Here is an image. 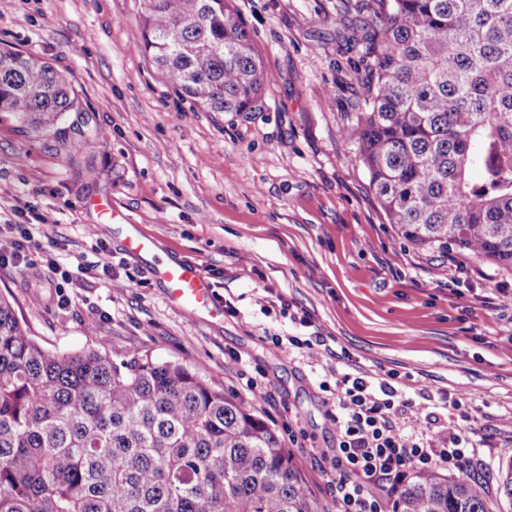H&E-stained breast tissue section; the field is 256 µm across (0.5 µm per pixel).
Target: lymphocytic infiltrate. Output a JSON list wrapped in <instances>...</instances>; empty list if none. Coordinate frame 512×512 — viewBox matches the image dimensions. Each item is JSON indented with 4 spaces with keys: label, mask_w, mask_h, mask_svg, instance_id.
I'll list each match as a JSON object with an SVG mask.
<instances>
[{
    "label": "lymphocytic infiltrate",
    "mask_w": 512,
    "mask_h": 512,
    "mask_svg": "<svg viewBox=\"0 0 512 512\" xmlns=\"http://www.w3.org/2000/svg\"><path fill=\"white\" fill-rule=\"evenodd\" d=\"M397 373L337 378L330 417L336 446L322 453L336 512H396L397 491L410 475L434 470L470 474L480 466L471 417L454 396L444 407L456 420L447 436L417 437L406 431L413 403L397 388Z\"/></svg>",
    "instance_id": "lymphocytic-infiltrate-1"
}]
</instances>
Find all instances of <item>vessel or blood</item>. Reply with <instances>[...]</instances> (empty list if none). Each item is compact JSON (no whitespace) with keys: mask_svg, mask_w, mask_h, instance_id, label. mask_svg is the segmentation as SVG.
I'll return each instance as SVG.
<instances>
[{"mask_svg":"<svg viewBox=\"0 0 512 512\" xmlns=\"http://www.w3.org/2000/svg\"><path fill=\"white\" fill-rule=\"evenodd\" d=\"M124 246L130 254L150 258L156 243L153 238L133 231L126 236ZM151 274L165 289L168 300L192 316H211L217 312L214 290L200 265L153 262Z\"/></svg>","mask_w":512,"mask_h":512,"instance_id":"vessel-or-blood-1","label":"vessel or blood"}]
</instances>
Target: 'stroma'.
Wrapping results in <instances>:
<instances>
[{"instance_id": "obj_1", "label": "stroma", "mask_w": 512, "mask_h": 512, "mask_svg": "<svg viewBox=\"0 0 512 512\" xmlns=\"http://www.w3.org/2000/svg\"><path fill=\"white\" fill-rule=\"evenodd\" d=\"M234 6L269 75L257 112L184 100L142 48L140 0H0V47L67 73L84 109L70 121L98 132L72 153L0 116V223L57 218L34 234L35 267L0 266V293L45 348L174 361L243 402L280 441L305 431L312 446L295 449V461L319 512L336 508L312 450L336 444L322 384L340 372L398 373L416 435L449 425L441 399L463 395L484 460L477 476L496 492L512 460V304L502 300L512 271L469 257L460 274L457 247L407 245L357 143L343 137L367 75L355 42L388 4ZM107 201L156 239V260L198 263L234 313L194 318L173 306L149 263L125 252L127 224L106 245L89 237ZM293 335L323 337L332 353L315 362L270 342ZM232 355L240 363L225 367ZM422 387L432 400L416 398Z\"/></svg>"}]
</instances>
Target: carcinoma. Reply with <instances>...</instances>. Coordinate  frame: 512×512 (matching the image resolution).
<instances>
[{"mask_svg":"<svg viewBox=\"0 0 512 512\" xmlns=\"http://www.w3.org/2000/svg\"><path fill=\"white\" fill-rule=\"evenodd\" d=\"M143 47L207 112H257L268 81L233 0H142ZM365 37L356 123L370 186L416 249L512 269V0H390ZM65 74L0 49V114L71 152ZM500 504L512 512V461ZM399 512H491L476 478L435 470ZM0 512H318L288 448L210 379L132 350L39 345L0 295Z\"/></svg>","mask_w":512,"mask_h":512,"instance_id":"obj_1","label":"carcinoma"}]
</instances>
